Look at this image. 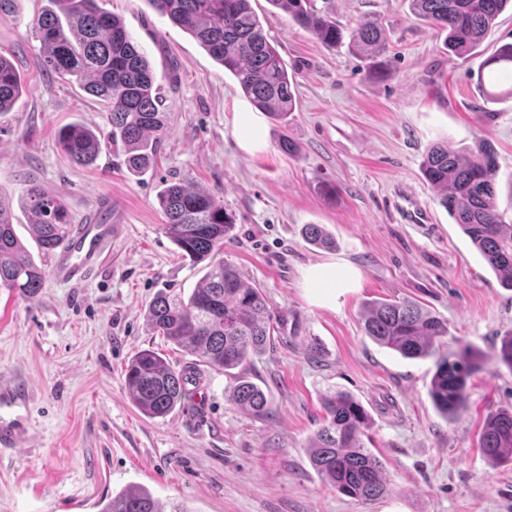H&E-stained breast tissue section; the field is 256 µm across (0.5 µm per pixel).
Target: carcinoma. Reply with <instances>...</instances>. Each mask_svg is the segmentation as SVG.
Masks as SVG:
<instances>
[{
    "mask_svg": "<svg viewBox=\"0 0 512 512\" xmlns=\"http://www.w3.org/2000/svg\"><path fill=\"white\" fill-rule=\"evenodd\" d=\"M38 18L41 51L38 67L49 77L74 80L108 106L112 143L125 149L132 173L149 170L166 126L164 98L149 61L122 20L103 10L98 0H48ZM195 38L237 79L244 95L262 112L285 118L295 109L294 83L285 61L269 41L250 0H148ZM288 12L299 27L326 46L342 43L344 31L331 18L309 6V0H268ZM414 13L445 34L444 47L462 56L474 53L497 17L512 0H410ZM386 42L384 26L367 21L352 33L357 52L374 55ZM493 72L512 71V44L486 61ZM23 94V78L0 54V114L10 111ZM58 143L78 166L96 162L98 136L81 124L58 132ZM425 179L439 192L440 204L469 237L505 288H512V224L497 206L496 158L488 145L477 152L430 149L423 163ZM30 231L49 255L70 235L72 224L62 200L36 184L24 190ZM166 216L165 231L180 253L205 264L207 272L188 296L156 297L147 312L150 328L218 371L246 365L274 341L282 317L264 292L247 285L225 260L224 244L234 224L212 194L186 184L168 185L158 198ZM306 238L323 247L332 241L319 224H308ZM44 271L17 238L10 205L0 202V288L33 299ZM365 335L404 359L433 357L431 402L441 417L457 421L468 409V382L482 370L480 354L468 345L447 347L448 322L419 302L381 300L363 312ZM491 359L512 371V332L501 338ZM132 403L142 414L163 418L186 398L190 376L177 371L155 350L136 352L125 370ZM232 400L256 416L272 408L263 389L247 377L235 378ZM323 419L308 448L320 478L343 496L370 502L388 492L383 462L366 448L370 429L367 410L352 394L323 396ZM479 447L488 463L512 462V408L500 409L485 421ZM100 512H164L152 494L132 487L112 498Z\"/></svg>",
    "mask_w": 512,
    "mask_h": 512,
    "instance_id": "carcinoma-1",
    "label": "carcinoma"
}]
</instances>
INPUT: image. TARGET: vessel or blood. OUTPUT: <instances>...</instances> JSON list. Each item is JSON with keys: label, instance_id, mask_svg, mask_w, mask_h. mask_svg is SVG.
Returning <instances> with one entry per match:
<instances>
[{"label": "vessel or blood", "instance_id": "b4317fda", "mask_svg": "<svg viewBox=\"0 0 512 512\" xmlns=\"http://www.w3.org/2000/svg\"><path fill=\"white\" fill-rule=\"evenodd\" d=\"M113 225L91 220L77 225L53 258V272L61 281H79L97 265ZM29 399L27 389L17 383L0 385V446L13 448L21 440L22 411Z\"/></svg>", "mask_w": 512, "mask_h": 512}]
</instances>
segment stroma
<instances>
[{
  "mask_svg": "<svg viewBox=\"0 0 512 512\" xmlns=\"http://www.w3.org/2000/svg\"><path fill=\"white\" fill-rule=\"evenodd\" d=\"M47 0H14L0 20V53L25 90L0 117V199L45 274L34 299L0 290V383L30 390L21 444L0 447V512H101L130 487L147 489L165 512H512V463L488 464L479 446L486 417L512 406V371L477 373L469 405L449 422L428 395L432 359H404L365 336L373 299H410L448 322V345L491 353L512 332V289L440 205L421 171L430 147L497 158V200L512 220V80H491L486 59L512 42L503 11L480 49L449 54L444 36L409 0H313L344 31L376 18L387 31L380 60L349 43L328 47L269 0H252L294 81L287 124L261 114L264 142L247 149L236 116L251 111L236 78L148 0H100L119 17L151 63L167 114L152 170L130 174L108 137L107 107L76 82L42 76L34 23ZM80 123L100 140L96 163L73 164L58 144ZM289 136L293 153L279 147ZM184 182L216 196L235 224L225 259L261 288L286 322L282 340L248 370L273 409L259 418L230 397L231 374L149 329L150 303L190 293L202 265L168 238L159 193ZM60 197L72 224L106 211L120 231L100 264L78 283L58 281L34 241L22 205L27 184ZM420 222H411L413 213ZM321 224L334 247L309 244ZM346 262L355 287L335 301L304 284L314 264ZM323 355L312 360L309 343ZM151 348L176 370H191L193 396L163 418L142 415L125 382L130 358ZM355 395L371 417L369 448L385 464L388 495L372 502L325 484L307 449L322 421V397Z\"/></svg>",
  "mask_w": 512,
  "mask_h": 512,
  "instance_id": "1",
  "label": "stroma"
}]
</instances>
